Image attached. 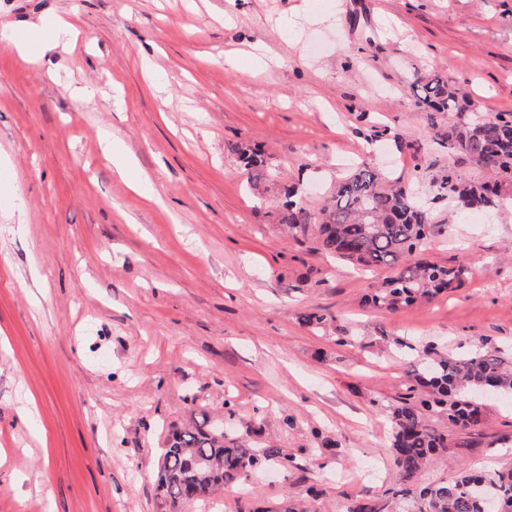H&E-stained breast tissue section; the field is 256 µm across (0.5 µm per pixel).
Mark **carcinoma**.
Returning a JSON list of instances; mask_svg holds the SVG:
<instances>
[{"label":"carcinoma","instance_id":"carcinoma-1","mask_svg":"<svg viewBox=\"0 0 512 512\" xmlns=\"http://www.w3.org/2000/svg\"><path fill=\"white\" fill-rule=\"evenodd\" d=\"M418 109L429 121L435 114L456 112L463 119L448 129V145L470 157L488 176L463 181L453 171L436 182V198H448L463 211L498 206L500 188L512 182V113L482 117L469 111L465 88L450 85L432 72L415 83ZM261 147L240 148L243 166L262 163ZM280 223L303 229L311 213L285 190ZM317 227L321 250L366 270L390 268L394 275L366 294L373 309L396 312L419 299H433L461 287L470 274L464 265L443 266L417 258L438 225L413 190L389 183L373 169L353 170L338 183L319 208ZM406 394L393 407L388 451L396 467L390 496L353 497L344 512H487L490 500H503L512 512V466L485 474L464 470L452 479L416 483L421 471L448 450L458 432L472 433L483 425L475 396L494 388L506 405L512 403V355L484 342L458 356L435 355L427 344L409 361ZM430 410L443 419L432 426ZM267 465L284 470L292 455L275 445L249 444L229 438L220 424L204 414L187 424H171L158 470V490L165 505L206 506L224 487Z\"/></svg>","mask_w":512,"mask_h":512}]
</instances>
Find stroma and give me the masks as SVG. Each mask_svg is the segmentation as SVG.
Returning a JSON list of instances; mask_svg holds the SVG:
<instances>
[{
    "mask_svg": "<svg viewBox=\"0 0 512 512\" xmlns=\"http://www.w3.org/2000/svg\"><path fill=\"white\" fill-rule=\"evenodd\" d=\"M51 16L76 31L65 49L27 63L0 45V512H157L166 428L200 411L295 457L226 489L220 512L383 494L408 369L384 337L512 352V183L467 218L432 203L442 174L482 170L448 145L456 113L427 123L412 90L435 71L476 112H512V0H0V26ZM86 84L109 107L72 97ZM248 144L265 151L258 180ZM357 167L431 202L445 230L425 255L469 267L461 288L365 307L390 270L279 224L286 187L313 212ZM316 309L326 328L303 324ZM483 412L421 480L512 464V408ZM103 154L112 162L116 171L124 177H127L134 167L133 160L125 154L119 144L114 143L112 140L104 139Z\"/></svg>",
    "mask_w": 512,
    "mask_h": 512,
    "instance_id": "35a3bbf8",
    "label": "stroma"
}]
</instances>
